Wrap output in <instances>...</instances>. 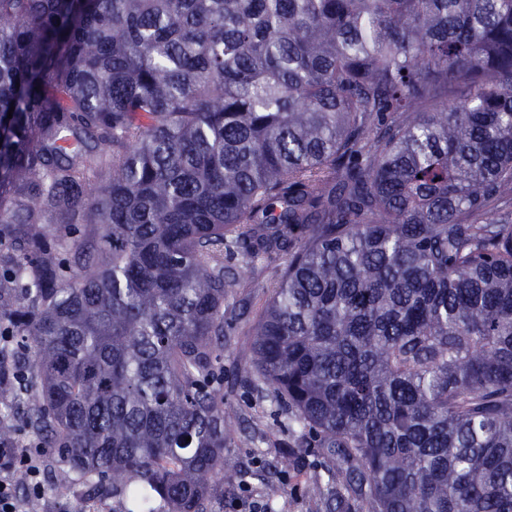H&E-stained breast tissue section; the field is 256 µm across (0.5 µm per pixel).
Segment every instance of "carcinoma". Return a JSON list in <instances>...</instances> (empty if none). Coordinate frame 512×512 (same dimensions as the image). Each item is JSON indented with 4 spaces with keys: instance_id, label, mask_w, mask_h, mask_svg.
Wrapping results in <instances>:
<instances>
[{
    "instance_id": "cac0c4a2",
    "label": "carcinoma",
    "mask_w": 512,
    "mask_h": 512,
    "mask_svg": "<svg viewBox=\"0 0 512 512\" xmlns=\"http://www.w3.org/2000/svg\"><path fill=\"white\" fill-rule=\"evenodd\" d=\"M236 254L328 490L512 512V0H0V445L210 512Z\"/></svg>"
}]
</instances>
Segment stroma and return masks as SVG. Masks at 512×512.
<instances>
[{
	"instance_id": "stroma-1",
	"label": "stroma",
	"mask_w": 512,
	"mask_h": 512,
	"mask_svg": "<svg viewBox=\"0 0 512 512\" xmlns=\"http://www.w3.org/2000/svg\"><path fill=\"white\" fill-rule=\"evenodd\" d=\"M236 285L224 302V409L239 428L224 451V496L211 512H353L352 501L330 506L328 496L308 497L306 487L325 477L327 461L300 440L287 408L246 370L253 329L278 278L280 261L242 266L226 261ZM279 493L269 497V484ZM82 484L53 486L51 497L30 501L27 512H90Z\"/></svg>"
}]
</instances>
